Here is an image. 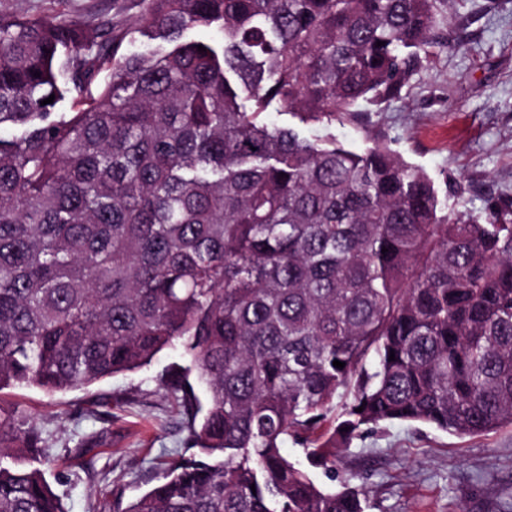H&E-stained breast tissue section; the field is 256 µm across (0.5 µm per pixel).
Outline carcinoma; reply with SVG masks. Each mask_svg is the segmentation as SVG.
<instances>
[{
	"label": "carcinoma",
	"mask_w": 512,
	"mask_h": 512,
	"mask_svg": "<svg viewBox=\"0 0 512 512\" xmlns=\"http://www.w3.org/2000/svg\"><path fill=\"white\" fill-rule=\"evenodd\" d=\"M144 2L127 29L0 11V391L180 348L161 385L199 453L123 512H366L308 473L336 478V436L512 425V199L461 214L386 146L262 119L399 98L450 0ZM46 451L0 412V512H63ZM264 119L268 123H273L278 126L283 127H298L301 129L303 134L310 138H317L324 135L325 131L322 127L319 126H311V125H302L298 122L296 118L291 116L288 112H268L264 115Z\"/></svg>",
	"instance_id": "obj_1"
}]
</instances>
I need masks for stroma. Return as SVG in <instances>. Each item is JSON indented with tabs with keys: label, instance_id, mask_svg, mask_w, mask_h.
<instances>
[{
	"label": "stroma",
	"instance_id": "stroma-1",
	"mask_svg": "<svg viewBox=\"0 0 512 512\" xmlns=\"http://www.w3.org/2000/svg\"><path fill=\"white\" fill-rule=\"evenodd\" d=\"M17 13L59 11L90 23L132 25L144 0H0ZM447 47L434 49L400 98L332 125L361 153L385 142L402 160L466 193L449 207L482 214L512 198V0H453ZM310 138L319 126L302 127ZM161 352L136 372L86 389L49 394L34 387L0 392V410L43 430L45 477L66 512H111L154 484L160 466L188 454L190 440L159 380L179 362ZM93 437L80 453L82 438ZM339 471L369 492L368 512H493L512 491V426L459 438L420 423H393L338 440Z\"/></svg>",
	"mask_w": 512,
	"mask_h": 512
}]
</instances>
